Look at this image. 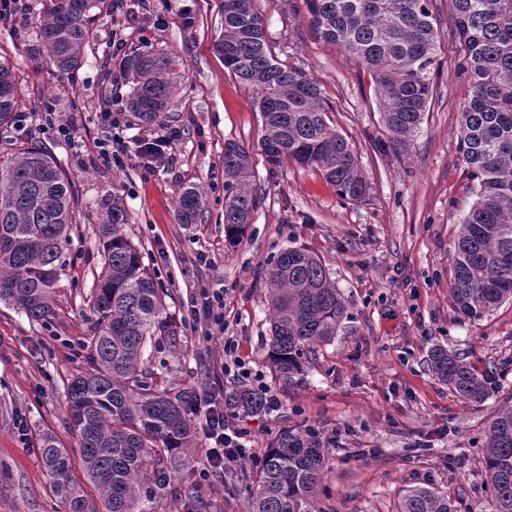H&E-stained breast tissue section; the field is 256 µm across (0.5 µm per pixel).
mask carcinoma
<instances>
[{
  "instance_id": "cac0c4a2",
  "label": "carcinoma",
  "mask_w": 512,
  "mask_h": 512,
  "mask_svg": "<svg viewBox=\"0 0 512 512\" xmlns=\"http://www.w3.org/2000/svg\"><path fill=\"white\" fill-rule=\"evenodd\" d=\"M112 0H45L41 41L56 70L81 67L93 38L92 11ZM433 0H307L309 23L323 40L341 47L377 87L387 131L385 151H396L420 129L437 75L441 31ZM452 31L464 46L471 96L461 107L458 148L475 200L463 218L453 261L451 298L465 318L479 320L512 301V0H450ZM224 32L215 50L255 93L266 162L285 161L319 171L339 194L363 199L369 184L357 153L327 121L321 90L299 68L276 57L257 0H220ZM129 104L155 124L178 90L168 53L124 59ZM18 108V79L0 61V126ZM250 154L236 142L224 147V236L243 239L261 196ZM77 197L73 181L39 147L0 160V301L35 322L54 316V294L64 269L63 244ZM203 211L194 186L181 192L178 219L195 224ZM127 214L113 204L99 225L104 262L93 276L87 336L91 372L67 387L69 428L83 463L73 473L69 452L45 433L42 459L52 493L69 512H88L83 485L99 493L103 512H143L140 505L183 465L180 452L193 436L195 389L161 388L145 358L148 348L178 346L176 318L164 289L123 232ZM271 337L268 358L285 382L303 372L314 350L345 329L347 306L323 262L308 250L279 253L269 271ZM432 374L465 400L480 403L495 389L494 373L479 374L464 358L440 346L428 357ZM227 404L245 410L266 406L263 392L243 389ZM325 451L312 434L279 432L257 465L248 512H316ZM482 467L491 512H512V404L501 407L487 432ZM400 512H459L448 496L409 490Z\"/></svg>"
}]
</instances>
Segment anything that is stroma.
<instances>
[{
    "instance_id": "stroma-1",
    "label": "stroma",
    "mask_w": 512,
    "mask_h": 512,
    "mask_svg": "<svg viewBox=\"0 0 512 512\" xmlns=\"http://www.w3.org/2000/svg\"><path fill=\"white\" fill-rule=\"evenodd\" d=\"M15 21L0 23V56L19 76L13 123L0 128V159L36 146L52 153L72 178L78 204L63 248L65 269L50 323L28 320L0 303V512H68L49 490L39 450L51 432L72 459L80 453L69 427L67 384L91 371L81 341L93 274L103 263L97 237L112 203L126 211L124 231L164 288L176 317L177 350L160 346L153 359L173 388H195L223 405L234 392L221 368L224 338L260 375L278 401L275 412L225 408L248 430L254 454L202 486L199 512H248L255 460L278 432L313 429L326 449L319 512H400L406 491L428 486L462 503L461 512H490L482 467L487 425L512 396V303L469 321L452 306L450 286L458 228L474 200L473 182L458 150L461 106L470 80L460 68L463 46L451 30L448 0H434L442 33L438 73L424 122L402 153L386 152L374 85L359 62L317 37L305 0H258L272 49L316 83L336 129L355 148L369 182L364 199L342 198L310 168L269 166L262 154V120L253 90L224 66L213 43L221 34L218 0H141L134 15L113 23L98 13L84 64L72 74L36 58L42 0H22ZM124 54L163 50L176 61L180 91L161 125L143 123L127 108L129 83L113 86L109 66ZM122 112L128 158L107 165L93 142L101 111ZM54 112L55 125L44 120ZM72 124L71 138L57 127ZM178 129L165 167L136 156L141 139ZM244 146L254 161L261 201L244 239L224 238V144ZM202 191L203 215L176 219L184 187ZM287 247L317 255L349 307L335 340L318 347L303 375L275 378L270 340L268 273ZM224 295V332L211 331L194 305L202 292ZM436 346L494 371L498 387L485 402L465 401L429 371ZM195 436L184 456L191 472L145 502L144 512H185L182 495L199 480L209 441L205 411L192 414Z\"/></svg>"
}]
</instances>
